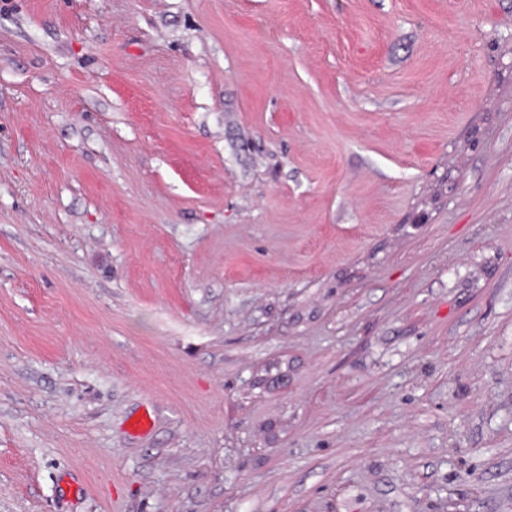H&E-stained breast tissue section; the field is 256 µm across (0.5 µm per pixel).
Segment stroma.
Returning <instances> with one entry per match:
<instances>
[{
    "instance_id": "1",
    "label": "stroma",
    "mask_w": 512,
    "mask_h": 512,
    "mask_svg": "<svg viewBox=\"0 0 512 512\" xmlns=\"http://www.w3.org/2000/svg\"><path fill=\"white\" fill-rule=\"evenodd\" d=\"M0 512H512V0H0Z\"/></svg>"
}]
</instances>
